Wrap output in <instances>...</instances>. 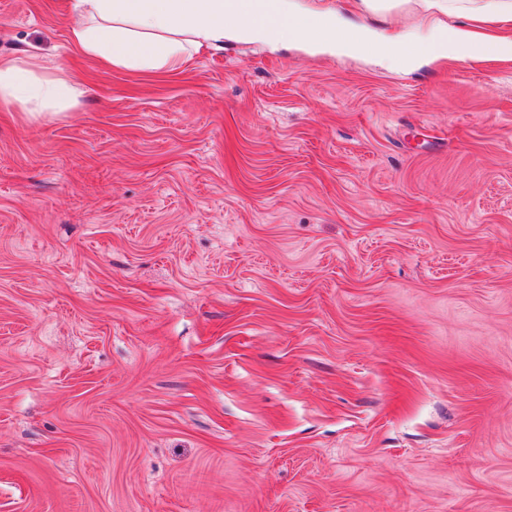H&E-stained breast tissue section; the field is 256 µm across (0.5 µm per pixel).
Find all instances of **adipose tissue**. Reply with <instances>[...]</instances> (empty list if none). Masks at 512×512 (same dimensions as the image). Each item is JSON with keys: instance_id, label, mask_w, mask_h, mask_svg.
I'll return each mask as SVG.
<instances>
[{"instance_id": "1", "label": "adipose tissue", "mask_w": 512, "mask_h": 512, "mask_svg": "<svg viewBox=\"0 0 512 512\" xmlns=\"http://www.w3.org/2000/svg\"><path fill=\"white\" fill-rule=\"evenodd\" d=\"M428 10L425 36L373 40L342 17L329 0H73L81 19L73 44L105 68L169 70L193 54L223 49L225 41L277 45L313 42L321 50L363 51L397 65L419 57L479 62L512 60V0H482L454 29L445 15L464 0H420ZM67 79L39 74L22 59L0 60V101L47 108L71 104Z\"/></svg>"}]
</instances>
